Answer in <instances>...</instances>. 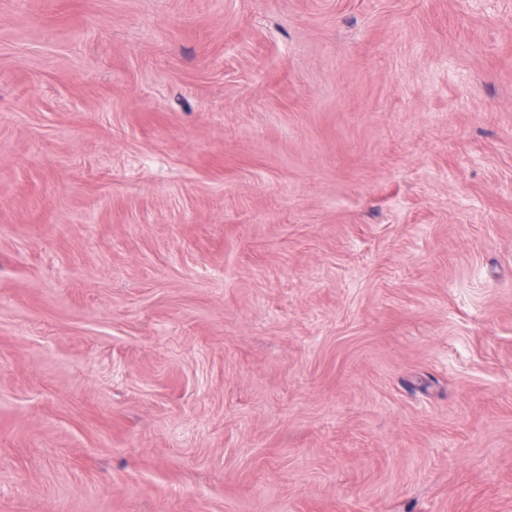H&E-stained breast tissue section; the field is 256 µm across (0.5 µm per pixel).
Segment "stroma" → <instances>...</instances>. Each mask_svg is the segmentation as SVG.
Returning <instances> with one entry per match:
<instances>
[{"label": "stroma", "mask_w": 512, "mask_h": 512, "mask_svg": "<svg viewBox=\"0 0 512 512\" xmlns=\"http://www.w3.org/2000/svg\"><path fill=\"white\" fill-rule=\"evenodd\" d=\"M0 512H512V0H0Z\"/></svg>", "instance_id": "35a3bbf8"}]
</instances>
